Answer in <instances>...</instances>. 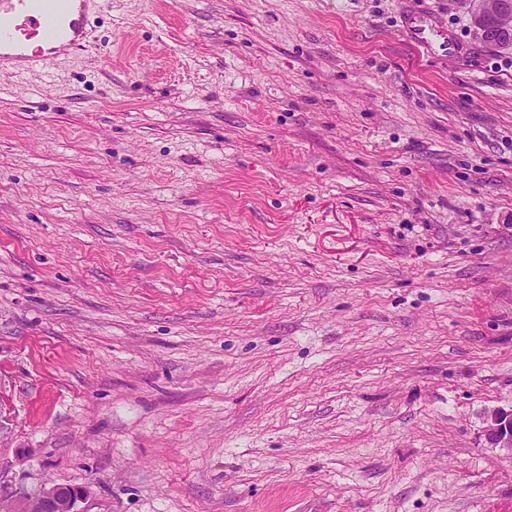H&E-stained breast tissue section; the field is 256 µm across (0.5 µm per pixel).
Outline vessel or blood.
<instances>
[{"label":"vessel or blood","mask_w":512,"mask_h":512,"mask_svg":"<svg viewBox=\"0 0 512 512\" xmlns=\"http://www.w3.org/2000/svg\"><path fill=\"white\" fill-rule=\"evenodd\" d=\"M98 0H0V75L20 78L33 69L50 72L52 61L83 49L96 19ZM409 34L423 49L457 44L424 15L411 19Z\"/></svg>","instance_id":"1"}]
</instances>
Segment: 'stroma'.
I'll list each match as a JSON object with an SVG mask.
<instances>
[{
  "mask_svg": "<svg viewBox=\"0 0 512 512\" xmlns=\"http://www.w3.org/2000/svg\"><path fill=\"white\" fill-rule=\"evenodd\" d=\"M469 4L100 0L0 78L5 486L512 512V53ZM495 19L494 14L487 12L484 8L474 13L471 17L474 34L483 42H501L510 45L511 34L500 27ZM409 34L412 41L420 48L429 51L435 43L445 47L448 57H453L458 52L457 44L448 33L437 28L425 15H417L410 21ZM483 436L491 448H497L512 460V409L492 408L483 415Z\"/></svg>",
  "mask_w": 512,
  "mask_h": 512,
  "instance_id": "35a3bbf8",
  "label": "stroma"
}]
</instances>
